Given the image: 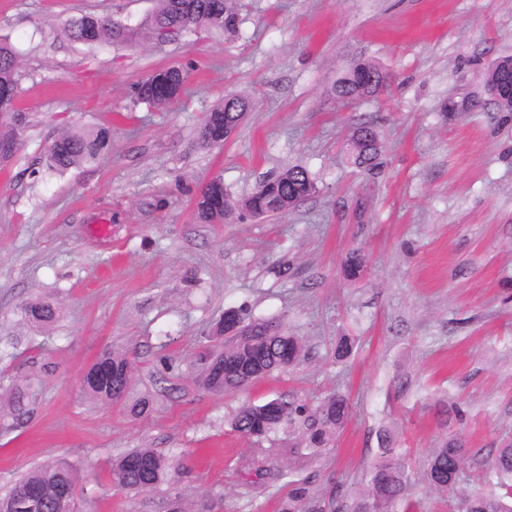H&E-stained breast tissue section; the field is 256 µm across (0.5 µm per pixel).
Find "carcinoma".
<instances>
[{"label": "carcinoma", "mask_w": 512, "mask_h": 512, "mask_svg": "<svg viewBox=\"0 0 512 512\" xmlns=\"http://www.w3.org/2000/svg\"><path fill=\"white\" fill-rule=\"evenodd\" d=\"M239 14L235 0H156V7L147 19V30L155 40L166 34L178 37L195 34L200 30L224 33L236 31ZM69 38L77 43L92 45L103 41L124 43L132 40L133 33L125 26L108 18L87 15L69 26ZM18 63L9 42L0 38V93L18 95ZM183 71L165 67L153 71L135 88L138 100L157 108L176 101L184 90ZM341 98H365L377 92L367 90L356 73L347 72L335 85ZM250 100L236 96L214 105L203 118L199 140L204 146H213V131L224 121L235 119V113L247 112ZM355 164L369 171L377 167L380 144L367 127L357 129L354 138ZM112 150V131L105 127H75L62 133L53 143L47 160V169L66 173L96 162ZM316 192L310 171L303 165H292L276 175L263 179L255 189L241 199H233L224 181L216 177L205 184L195 196L193 216L199 224H223L224 217L238 212L263 216L285 213L298 205V200ZM21 316L39 326L52 323L57 316L54 303L37 299L20 308ZM241 322L252 328L254 335L226 339L224 345L207 348L197 357L200 379L208 388L224 393L241 388L254 380L294 364L303 352L299 337L290 336L282 326L272 320L248 319L240 310L235 311ZM131 383L130 363L123 355L112 351L103 353L83 377V390L101 401L120 399ZM29 413V396L24 390L15 392L13 419H24ZM351 402L341 394L325 400L313 413L304 406L283 398H274L262 404L243 405L233 418L236 431L250 438L262 439L295 420L302 421L310 448L323 447L330 436L350 418ZM380 460L370 478L368 501L361 512H386L389 505L404 496L406 484L398 452L390 434L381 439ZM464 457L460 440L447 439L431 456L427 477L439 490H453L456 475ZM494 464L504 478H512V448H503ZM176 469L175 462L152 448H135L121 457L112 468L116 485L124 490L146 491L165 482ZM76 486V468L59 459L47 461L24 474L0 500L8 503L10 512H72L75 504L69 492ZM464 512H512L500 498L475 494L465 500Z\"/></svg>", "instance_id": "carcinoma-1"}]
</instances>
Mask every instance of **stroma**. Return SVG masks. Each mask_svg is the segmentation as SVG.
Listing matches in <instances>:
<instances>
[{
    "label": "stroma",
    "instance_id": "35a3bbf8",
    "mask_svg": "<svg viewBox=\"0 0 512 512\" xmlns=\"http://www.w3.org/2000/svg\"><path fill=\"white\" fill-rule=\"evenodd\" d=\"M153 0H0V36L19 58L23 143L0 165V492L29 468L78 469L80 512H285L296 485L308 507L355 512L383 434L407 493L390 512H459L461 498L512 485L494 467L512 447V113L485 90L512 55V0H240L235 33L84 47L65 35L86 14L136 27ZM389 77L378 94L336 98L356 61ZM186 73L180 98L137 101L153 70ZM252 109L218 147L197 141L228 94ZM469 98L464 112L449 100ZM370 124L381 167L354 165L351 136ZM105 126L112 150L64 174L45 159L71 126ZM308 168L317 191L271 218L199 224L198 190L224 180L233 198L283 168ZM359 254L365 272L345 271ZM287 275H279L280 264ZM47 298L37 329L18 307ZM280 321L304 354L230 393L197 379L196 354L224 311ZM354 351L339 361V337ZM125 354L121 401L86 396L106 351ZM36 397L23 423L16 388ZM348 394L347 423L318 451L300 424L264 439L233 428L238 407L285 396L315 410ZM148 401L140 415L131 409ZM462 439L456 491L427 463ZM134 448L179 469L149 491L115 485Z\"/></svg>",
    "mask_w": 512,
    "mask_h": 512
}]
</instances>
